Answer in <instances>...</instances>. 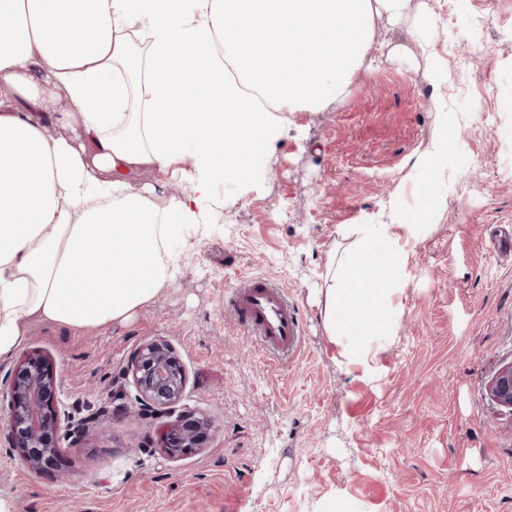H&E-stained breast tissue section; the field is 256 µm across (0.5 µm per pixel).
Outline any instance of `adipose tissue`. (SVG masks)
<instances>
[{
	"mask_svg": "<svg viewBox=\"0 0 512 512\" xmlns=\"http://www.w3.org/2000/svg\"><path fill=\"white\" fill-rule=\"evenodd\" d=\"M406 0H0V357L30 321H130L223 201L246 196L288 115L344 100L377 17ZM65 96L41 109L36 84ZM54 123L75 137L50 135ZM186 184L161 203L136 178ZM409 257L392 225L328 255L321 310L346 365L396 332Z\"/></svg>",
	"mask_w": 512,
	"mask_h": 512,
	"instance_id": "ef3b65f1",
	"label": "adipose tissue"
}]
</instances>
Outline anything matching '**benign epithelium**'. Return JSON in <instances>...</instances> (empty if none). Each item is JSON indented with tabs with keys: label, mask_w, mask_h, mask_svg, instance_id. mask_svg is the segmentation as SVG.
<instances>
[{
	"label": "benign epithelium",
	"mask_w": 512,
	"mask_h": 512,
	"mask_svg": "<svg viewBox=\"0 0 512 512\" xmlns=\"http://www.w3.org/2000/svg\"><path fill=\"white\" fill-rule=\"evenodd\" d=\"M128 372L139 399L167 418L158 441L159 450L173 457L201 448L212 430V421L176 410L186 386V372L169 345L155 341L139 347L129 360ZM5 393L9 447L35 473L58 470L64 418L50 359L39 353L25 355ZM488 396L495 404L512 411V362L495 373Z\"/></svg>",
	"instance_id": "obj_1"
}]
</instances>
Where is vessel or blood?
Segmentation results:
<instances>
[{
	"mask_svg": "<svg viewBox=\"0 0 512 512\" xmlns=\"http://www.w3.org/2000/svg\"><path fill=\"white\" fill-rule=\"evenodd\" d=\"M224 315L275 363L291 360L301 348L298 312L285 290L273 280L238 278L224 295Z\"/></svg>",
	"mask_w": 512,
	"mask_h": 512,
	"instance_id": "obj_1",
	"label": "vessel or blood"
}]
</instances>
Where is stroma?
<instances>
[{
  "mask_svg": "<svg viewBox=\"0 0 512 512\" xmlns=\"http://www.w3.org/2000/svg\"><path fill=\"white\" fill-rule=\"evenodd\" d=\"M434 22L417 32L414 19ZM391 59L358 72L342 102L289 115L258 191L224 205L188 240L180 274L129 323L31 324L0 358V387L23 354L48 356L76 437L59 475L29 471L7 446L0 396V512H512V411L488 397L512 361V0H408L378 20ZM444 62L429 81L424 52ZM457 137L448 169L408 179L440 113ZM444 208L405 247L396 336L374 371L343 364L319 313L327 255L350 224ZM241 275L271 278L297 308L299 356L274 366L224 316ZM169 343L187 384L180 410L209 417L204 448L170 458L127 371L134 350Z\"/></svg>",
  "mask_w": 512,
  "mask_h": 512,
  "instance_id": "obj_1",
  "label": "stroma"
}]
</instances>
